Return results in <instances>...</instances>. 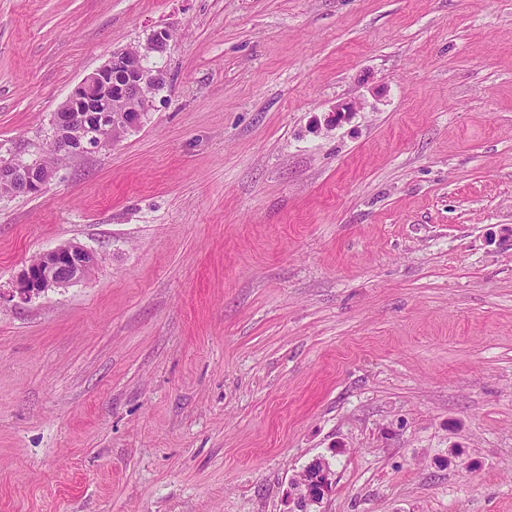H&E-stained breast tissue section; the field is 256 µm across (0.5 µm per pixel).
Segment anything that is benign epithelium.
Wrapping results in <instances>:
<instances>
[{
	"instance_id": "1",
	"label": "benign epithelium",
	"mask_w": 512,
	"mask_h": 512,
	"mask_svg": "<svg viewBox=\"0 0 512 512\" xmlns=\"http://www.w3.org/2000/svg\"><path fill=\"white\" fill-rule=\"evenodd\" d=\"M171 34L165 29L154 31L135 50L123 49L112 54L102 66L86 75L55 111L53 139L68 155L100 153L124 134L138 129L152 108V97L143 93L148 85L165 83V73L148 65L149 57L168 45ZM121 80L113 81V69ZM119 97L126 107L117 120H112V98ZM81 123L106 128L108 133L94 139L68 141L67 129ZM55 170L43 167L41 150L22 144L7 157L0 155V177L13 183L19 193L36 196L50 183ZM98 261L96 254L76 244H65L40 254L21 273L16 293L28 300L50 288L79 281ZM308 469L297 472L288 487V512H319L323 497L313 491Z\"/></svg>"
}]
</instances>
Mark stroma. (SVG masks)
<instances>
[{"label": "stroma", "mask_w": 512, "mask_h": 512, "mask_svg": "<svg viewBox=\"0 0 512 512\" xmlns=\"http://www.w3.org/2000/svg\"><path fill=\"white\" fill-rule=\"evenodd\" d=\"M158 28L142 127L0 198V512H287L318 457L321 512H512V0H0V154ZM98 261L96 254L76 244H65L40 254L21 273L16 293L22 300L54 287L79 281ZM318 480L324 486L323 496L313 491L312 483L315 480L309 478L307 466L297 472L290 480L288 487V512H320L316 507L320 505L331 487V468L323 464L318 471Z\"/></svg>", "instance_id": "obj_1"}]
</instances>
